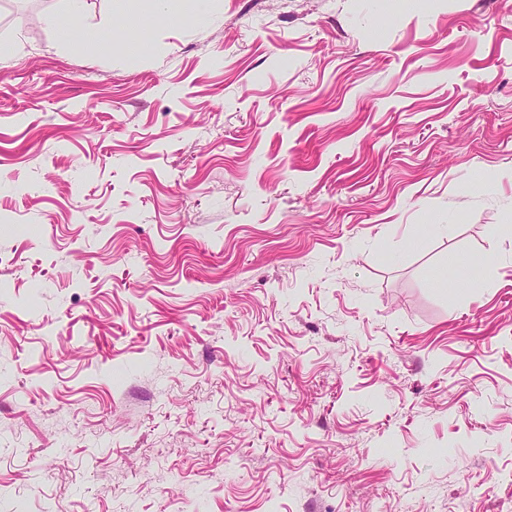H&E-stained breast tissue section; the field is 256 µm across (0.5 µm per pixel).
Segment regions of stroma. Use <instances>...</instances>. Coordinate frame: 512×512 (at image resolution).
Returning <instances> with one entry per match:
<instances>
[{"label": "stroma", "mask_w": 512, "mask_h": 512, "mask_svg": "<svg viewBox=\"0 0 512 512\" xmlns=\"http://www.w3.org/2000/svg\"><path fill=\"white\" fill-rule=\"evenodd\" d=\"M12 2L0 512H512L507 0Z\"/></svg>", "instance_id": "1"}]
</instances>
